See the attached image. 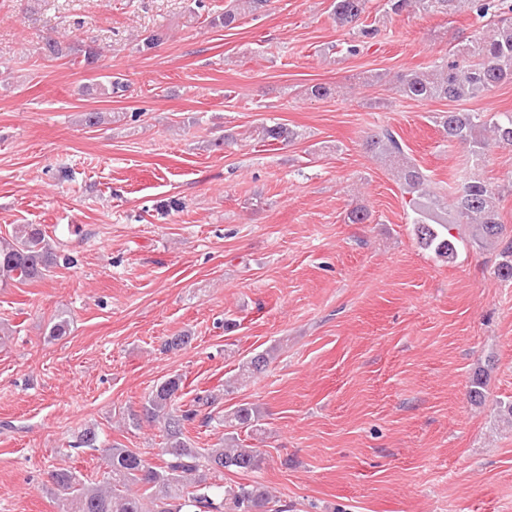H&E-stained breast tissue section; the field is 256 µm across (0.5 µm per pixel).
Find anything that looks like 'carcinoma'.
<instances>
[{"instance_id": "obj_1", "label": "carcinoma", "mask_w": 512, "mask_h": 512, "mask_svg": "<svg viewBox=\"0 0 512 512\" xmlns=\"http://www.w3.org/2000/svg\"><path fill=\"white\" fill-rule=\"evenodd\" d=\"M268 0H233L231 6L210 20L224 28L240 16L266 7ZM368 0H334L333 16L341 25L357 24ZM416 8L423 12L467 8L489 18V28L453 48L452 59L441 60L428 71L410 70L397 76V91L404 97L426 100L462 101L479 97L496 86L512 83V0H386L385 14L399 15ZM380 29L364 25L343 50L356 55L373 45ZM437 125L448 146H462L475 160L485 155L489 141L512 145V112L445 111ZM261 142H291L298 132L284 124H262L254 130ZM370 151L391 167L416 217L413 232L418 244L435 258L450 261L457 254V242L469 236L483 250H500L502 261L495 275L512 283V239H507L495 205L497 189L479 178H471L464 191L454 197V216L439 217L428 201L426 179L406 155L393 132L384 129L367 140ZM55 250L38 224H17L8 238H0V283H27L40 279L56 262ZM274 350L257 353L239 366L238 373L224 383V390L241 385L262 373ZM183 387L181 376L158 383L144 398L141 410L127 414L128 425L157 423L161 432L162 463L154 465L139 453L115 444L106 449L107 477L89 482L77 472L59 468L51 471L54 494L65 505L64 512H283L269 509L272 497L259 484L225 486L209 481L226 470L255 471L263 463L257 448H244L236 430L255 428L257 409L246 403L205 423L224 427L218 448H196L186 436L197 416L195 410L175 406ZM99 434L88 426L72 444L74 448L97 449Z\"/></svg>"}]
</instances>
